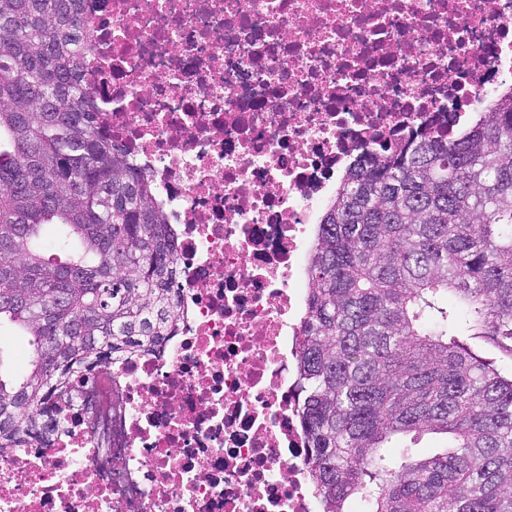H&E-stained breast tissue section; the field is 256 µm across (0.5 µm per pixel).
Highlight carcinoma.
<instances>
[{
  "label": "carcinoma",
  "instance_id": "obj_1",
  "mask_svg": "<svg viewBox=\"0 0 512 512\" xmlns=\"http://www.w3.org/2000/svg\"><path fill=\"white\" fill-rule=\"evenodd\" d=\"M91 37L81 0H0V322L31 336L0 377V448L54 425L78 373L161 343L177 304L153 186L79 81ZM308 279L296 392L322 512H512V90L458 133L365 151ZM427 434L445 444L421 457Z\"/></svg>",
  "mask_w": 512,
  "mask_h": 512
}]
</instances>
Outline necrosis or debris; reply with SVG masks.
Wrapping results in <instances>:
<instances>
[{
  "label": "necrosis or debris",
  "mask_w": 512,
  "mask_h": 512,
  "mask_svg": "<svg viewBox=\"0 0 512 512\" xmlns=\"http://www.w3.org/2000/svg\"><path fill=\"white\" fill-rule=\"evenodd\" d=\"M84 79L155 188L160 351L80 374L0 449V512H321L295 393L308 254L365 145L512 86V0H83Z\"/></svg>",
  "instance_id": "1"
}]
</instances>
